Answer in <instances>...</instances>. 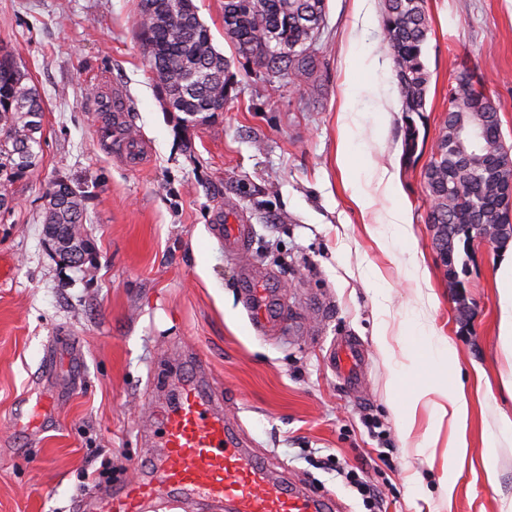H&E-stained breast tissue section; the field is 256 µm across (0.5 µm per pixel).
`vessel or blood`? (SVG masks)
<instances>
[{
	"instance_id": "obj_1",
	"label": "vessel or blood",
	"mask_w": 512,
	"mask_h": 512,
	"mask_svg": "<svg viewBox=\"0 0 512 512\" xmlns=\"http://www.w3.org/2000/svg\"><path fill=\"white\" fill-rule=\"evenodd\" d=\"M219 235L229 256L248 246L244 225H222ZM238 286L256 329L277 330L282 319L276 291L260 285L248 270ZM331 364L348 383H356L362 353L355 346H345ZM154 446L152 469L125 483L121 492L107 500L104 512H145L148 504L178 491L225 505L230 512H336L330 498L289 485L252 455L231 423L215 410L200 381L179 384L176 402L164 408L157 420Z\"/></svg>"
}]
</instances>
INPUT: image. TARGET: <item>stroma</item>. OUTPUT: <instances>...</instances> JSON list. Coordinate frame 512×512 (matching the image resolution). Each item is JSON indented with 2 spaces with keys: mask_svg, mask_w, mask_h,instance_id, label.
Listing matches in <instances>:
<instances>
[{
  "mask_svg": "<svg viewBox=\"0 0 512 512\" xmlns=\"http://www.w3.org/2000/svg\"><path fill=\"white\" fill-rule=\"evenodd\" d=\"M195 3L229 62V89L215 121L185 129L136 38L139 0H0V45L45 108L40 165L6 184L13 207L0 212V512H79L85 477L105 460L113 482L135 478L171 398L166 383L190 353L267 466L343 512L366 509L340 464L362 471L382 512H498L499 495L512 496V443L493 458L495 489L480 449L501 416L512 417L497 340L501 248L474 243L460 319L428 222L424 170L465 67L482 76L512 146V0H425L431 77L413 156L402 112L383 121L372 97L352 102L363 163L396 175L367 213L352 201L357 173L337 161L352 0H326L311 79L278 87L225 37L224 0ZM113 95L126 105L121 126L135 134L140 167L98 136ZM59 179L85 195L91 255L77 269L42 232L44 194ZM397 206L411 215L410 236L378 221ZM219 224L246 225L242 262L225 256ZM242 263L279 288L281 331L254 328L236 284ZM382 323L396 360L429 329L457 346L466 386L479 368L491 383L493 400L474 403L471 451L452 483L442 480L447 438L434 453L417 450L429 409L409 438L396 428L393 409L406 395L376 349ZM342 339L365 357L353 387L329 364ZM22 407L29 415L14 425Z\"/></svg>",
  "mask_w": 512,
  "mask_h": 512,
  "instance_id": "stroma-1",
  "label": "stroma"
}]
</instances>
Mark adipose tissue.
<instances>
[{
  "instance_id": "1",
  "label": "adipose tissue",
  "mask_w": 512,
  "mask_h": 512,
  "mask_svg": "<svg viewBox=\"0 0 512 512\" xmlns=\"http://www.w3.org/2000/svg\"><path fill=\"white\" fill-rule=\"evenodd\" d=\"M498 295V345L501 353L512 361V248L504 250L496 271ZM408 366L421 368L423 380L416 383L405 406L395 407L394 416L401 437L412 431L419 407L431 408L436 425H447L450 451L445 470H452L458 459L467 456L470 446L467 431L471 417L470 401L463 386L446 388L441 380L444 372H458V350L450 340L429 342L427 349L409 348L405 353Z\"/></svg>"
}]
</instances>
